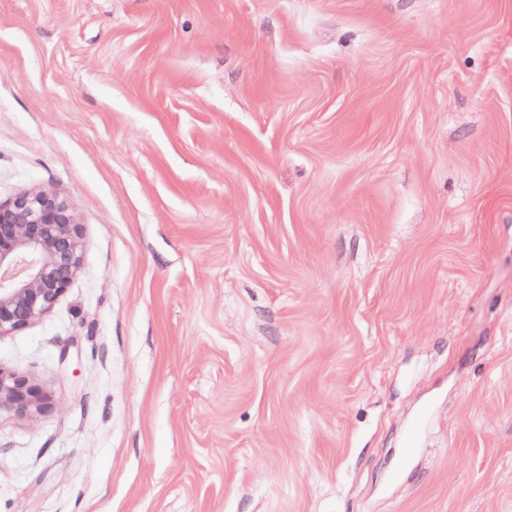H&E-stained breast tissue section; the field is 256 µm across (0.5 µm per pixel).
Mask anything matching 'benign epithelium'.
I'll use <instances>...</instances> for the list:
<instances>
[{"mask_svg":"<svg viewBox=\"0 0 512 512\" xmlns=\"http://www.w3.org/2000/svg\"><path fill=\"white\" fill-rule=\"evenodd\" d=\"M82 225L53 189L0 201V337L49 314L81 266ZM54 406L42 385L0 365V413L32 420Z\"/></svg>","mask_w":512,"mask_h":512,"instance_id":"1","label":"benign epithelium"}]
</instances>
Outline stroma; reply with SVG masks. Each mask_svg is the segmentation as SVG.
Returning a JSON list of instances; mask_svg holds the SVG:
<instances>
[{
    "mask_svg": "<svg viewBox=\"0 0 512 512\" xmlns=\"http://www.w3.org/2000/svg\"><path fill=\"white\" fill-rule=\"evenodd\" d=\"M40 187L0 512H512V0H0ZM82 225L53 189L0 201V337L49 314L81 266ZM53 406V396L42 385L0 364V414L33 420Z\"/></svg>",
    "mask_w": 512,
    "mask_h": 512,
    "instance_id": "stroma-1",
    "label": "stroma"
}]
</instances>
